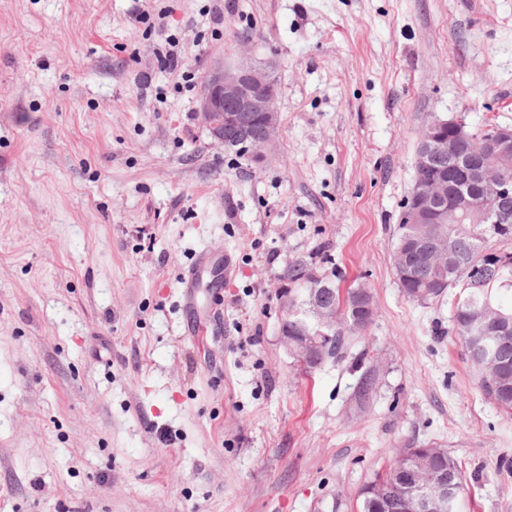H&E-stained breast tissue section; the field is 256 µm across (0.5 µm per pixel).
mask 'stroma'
I'll return each mask as SVG.
<instances>
[{
	"instance_id": "1",
	"label": "stroma",
	"mask_w": 512,
	"mask_h": 512,
	"mask_svg": "<svg viewBox=\"0 0 512 512\" xmlns=\"http://www.w3.org/2000/svg\"><path fill=\"white\" fill-rule=\"evenodd\" d=\"M217 60L274 72L260 160L197 117ZM435 115L512 126V0H0V512H360L416 444L457 461L466 512H512V413L455 292L393 271ZM204 247L236 270L202 343L177 285ZM322 250L376 314L308 372L281 273Z\"/></svg>"
}]
</instances>
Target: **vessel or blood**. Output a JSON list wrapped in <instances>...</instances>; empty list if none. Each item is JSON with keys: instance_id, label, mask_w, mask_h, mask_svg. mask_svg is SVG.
Returning a JSON list of instances; mask_svg holds the SVG:
<instances>
[{"instance_id": "1", "label": "vessel or blood", "mask_w": 512, "mask_h": 512, "mask_svg": "<svg viewBox=\"0 0 512 512\" xmlns=\"http://www.w3.org/2000/svg\"><path fill=\"white\" fill-rule=\"evenodd\" d=\"M235 270L231 254L205 249L181 274L178 283L183 319L191 336L207 331L216 300L212 287L223 284Z\"/></svg>"}]
</instances>
